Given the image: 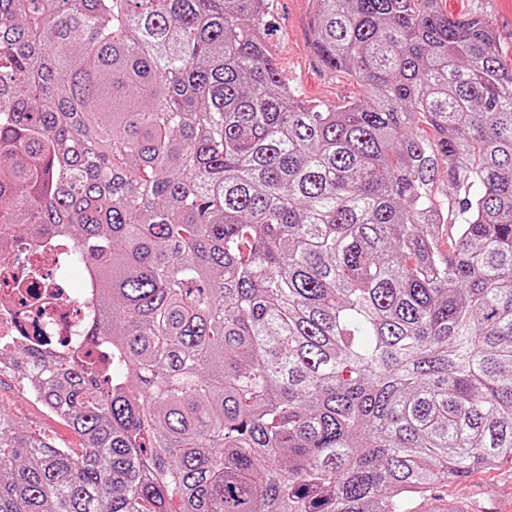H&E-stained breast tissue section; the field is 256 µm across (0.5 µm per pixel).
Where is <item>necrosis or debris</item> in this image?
<instances>
[{
	"label": "necrosis or debris",
	"mask_w": 512,
	"mask_h": 512,
	"mask_svg": "<svg viewBox=\"0 0 512 512\" xmlns=\"http://www.w3.org/2000/svg\"><path fill=\"white\" fill-rule=\"evenodd\" d=\"M72 240L26 230L18 249L0 251V355L86 351L97 310L89 269H77Z\"/></svg>",
	"instance_id": "obj_1"
}]
</instances>
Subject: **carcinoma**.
<instances>
[{
  "mask_svg": "<svg viewBox=\"0 0 512 512\" xmlns=\"http://www.w3.org/2000/svg\"><path fill=\"white\" fill-rule=\"evenodd\" d=\"M314 2L364 89L334 110L282 81L267 0H0V244L82 245L103 353L16 355L83 446L0 411V512H412L512 462L497 34Z\"/></svg>",
  "mask_w": 512,
  "mask_h": 512,
  "instance_id": "cac0c4a2",
  "label": "carcinoma"
}]
</instances>
